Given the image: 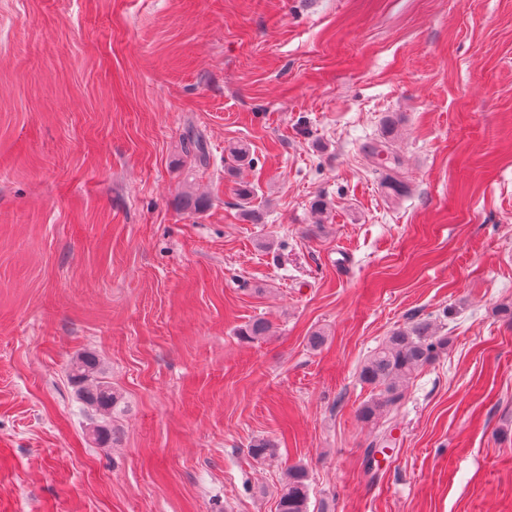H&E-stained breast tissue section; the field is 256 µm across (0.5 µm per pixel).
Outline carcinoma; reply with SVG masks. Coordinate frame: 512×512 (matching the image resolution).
<instances>
[{"label": "carcinoma", "mask_w": 512, "mask_h": 512, "mask_svg": "<svg viewBox=\"0 0 512 512\" xmlns=\"http://www.w3.org/2000/svg\"><path fill=\"white\" fill-rule=\"evenodd\" d=\"M186 147L195 152V159L206 161L200 133L190 129L184 138ZM366 157L374 163L390 168L397 158L388 141L370 142L363 146ZM228 168L238 169L250 163V150L244 143H233L225 148ZM271 325L256 318L239 330L246 341L259 340L270 335ZM448 349V337L438 334L435 324L420 320L403 328H396L370 354L359 372L361 383L370 387L368 398L357 409L356 417L375 429L373 439L365 449L366 465L372 467L373 454L392 447V426L388 415L397 410L405 399L407 384L420 369L436 361ZM98 362L94 355L85 353L71 364L70 379L78 387L84 403L96 411L117 410L121 396L112 384L96 377ZM276 448L265 440L250 444L248 454L263 462L275 455ZM309 474L301 464L286 469L277 493L276 512H309Z\"/></svg>", "instance_id": "obj_1"}]
</instances>
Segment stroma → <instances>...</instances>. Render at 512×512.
I'll return each instance as SVG.
<instances>
[{"instance_id": "35a3bbf8", "label": "stroma", "mask_w": 512, "mask_h": 512, "mask_svg": "<svg viewBox=\"0 0 512 512\" xmlns=\"http://www.w3.org/2000/svg\"><path fill=\"white\" fill-rule=\"evenodd\" d=\"M503 304L512 0H0V512H276L296 463L309 512H512ZM427 316L448 350L367 467L359 368ZM388 141L370 142L363 146L366 157L382 168H394L397 158ZM393 166V167H392ZM98 362L93 354L85 353L71 364L69 377L78 387L87 406L96 411L112 413L117 410L121 396L112 388V384L96 377Z\"/></svg>"}]
</instances>
